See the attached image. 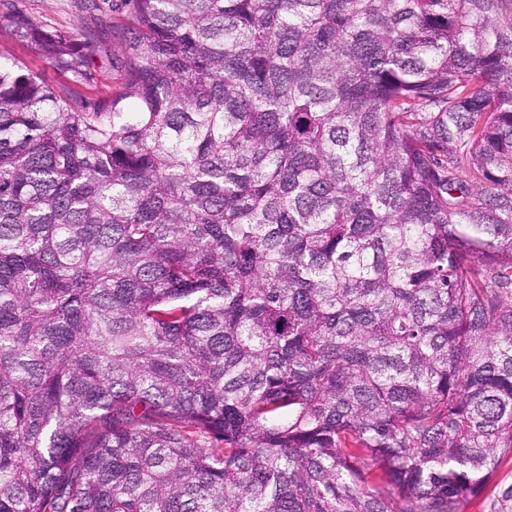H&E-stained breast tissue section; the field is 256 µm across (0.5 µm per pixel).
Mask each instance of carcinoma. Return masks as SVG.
Masks as SVG:
<instances>
[{"label": "carcinoma", "instance_id": "1", "mask_svg": "<svg viewBox=\"0 0 512 512\" xmlns=\"http://www.w3.org/2000/svg\"><path fill=\"white\" fill-rule=\"evenodd\" d=\"M131 2L93 97L0 54V512H464L512 455V0Z\"/></svg>", "mask_w": 512, "mask_h": 512}]
</instances>
